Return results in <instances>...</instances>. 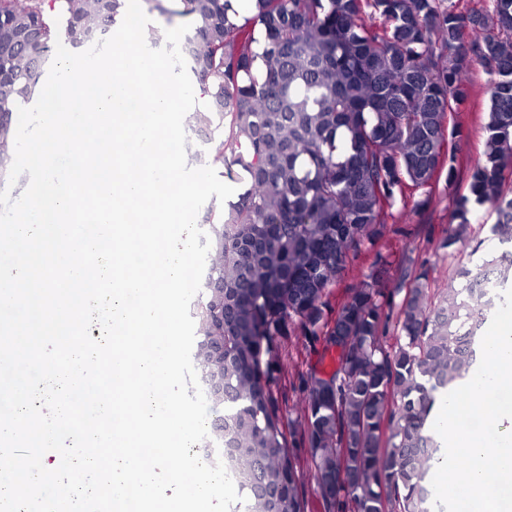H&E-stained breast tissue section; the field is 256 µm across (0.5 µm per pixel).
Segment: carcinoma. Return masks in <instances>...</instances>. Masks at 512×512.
<instances>
[{
  "mask_svg": "<svg viewBox=\"0 0 512 512\" xmlns=\"http://www.w3.org/2000/svg\"><path fill=\"white\" fill-rule=\"evenodd\" d=\"M190 25L191 73L202 106L194 126L217 143L214 160L241 176L210 224L209 275L194 301L198 343L224 345V393L210 400L211 440L231 447L245 498L239 512H304V472L279 416L276 338L298 330L340 342L337 367L313 374L301 406L309 475L328 512H428L427 477L440 462L429 430L434 393L469 374L488 311L480 279L512 282V248L457 267L430 292L428 271L402 276L394 343L374 273L349 290L333 322L325 309L349 255L373 247L406 189L424 198L440 177L453 191L440 245L475 255L471 214H496L512 243V0H145ZM0 0V25L25 16L36 44L0 68V131L41 91L56 38L78 48L121 21L125 0ZM488 77L481 157L466 191L456 165L469 101L468 71ZM224 312V320L216 318Z\"/></svg>",
  "mask_w": 512,
  "mask_h": 512,
  "instance_id": "carcinoma-1",
  "label": "carcinoma"
}]
</instances>
